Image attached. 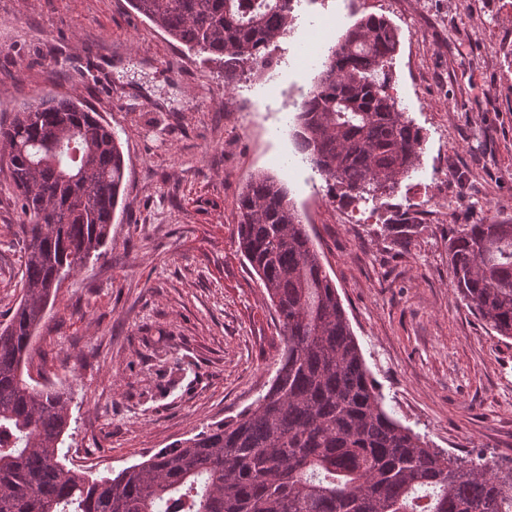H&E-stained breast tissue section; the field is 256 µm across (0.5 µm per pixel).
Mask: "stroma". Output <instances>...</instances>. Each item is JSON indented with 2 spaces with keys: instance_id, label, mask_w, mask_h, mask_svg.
<instances>
[{
  "instance_id": "35a3bbf8",
  "label": "stroma",
  "mask_w": 512,
  "mask_h": 512,
  "mask_svg": "<svg viewBox=\"0 0 512 512\" xmlns=\"http://www.w3.org/2000/svg\"><path fill=\"white\" fill-rule=\"evenodd\" d=\"M399 33L393 94L419 128L418 165L360 203L370 224L291 148L277 111L364 16ZM271 76L233 89L128 0H0V123L44 96H79L122 145L126 173L99 258L66 278L31 352L65 392L67 464L118 472L234 417L265 393L285 348L275 311L238 252L237 200L266 174L284 184L337 288L385 409L450 454L512 466V338L452 286L457 224L512 223V0H299ZM408 219L412 231L384 232ZM17 197L0 171V322L18 302Z\"/></svg>"
}]
</instances>
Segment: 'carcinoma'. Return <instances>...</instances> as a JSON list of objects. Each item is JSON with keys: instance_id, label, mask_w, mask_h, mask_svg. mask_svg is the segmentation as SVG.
<instances>
[{"instance_id": "cac0c4a2", "label": "carcinoma", "mask_w": 512, "mask_h": 512, "mask_svg": "<svg viewBox=\"0 0 512 512\" xmlns=\"http://www.w3.org/2000/svg\"><path fill=\"white\" fill-rule=\"evenodd\" d=\"M169 37L224 64V86L272 64L294 0H129ZM396 28L369 15L329 49L298 104L296 149L351 202L394 191L422 136L393 95ZM24 235L21 297L0 325V512H512V467L452 455L383 406L336 287L286 189L259 175L239 195L238 250L287 345L267 392L234 419L112 477L68 467L67 394L25 381L32 339L64 272L105 243L125 175L112 129L74 96L0 127ZM454 288L512 337V223L461 224Z\"/></svg>"}]
</instances>
